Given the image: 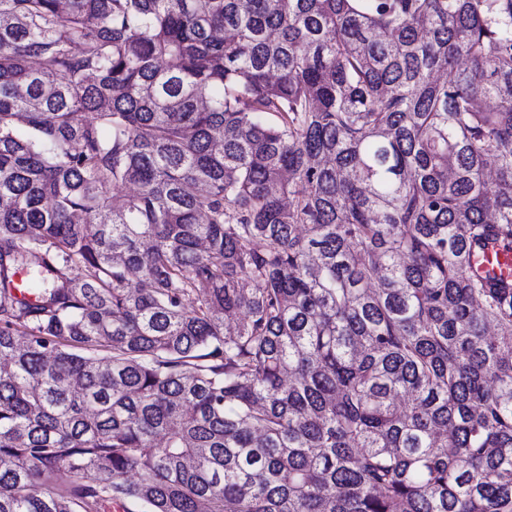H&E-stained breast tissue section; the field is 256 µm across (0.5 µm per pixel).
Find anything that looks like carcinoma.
I'll return each mask as SVG.
<instances>
[{
	"label": "carcinoma",
	"mask_w": 512,
	"mask_h": 512,
	"mask_svg": "<svg viewBox=\"0 0 512 512\" xmlns=\"http://www.w3.org/2000/svg\"><path fill=\"white\" fill-rule=\"evenodd\" d=\"M494 241L512 0H0V512H512Z\"/></svg>",
	"instance_id": "obj_1"
}]
</instances>
